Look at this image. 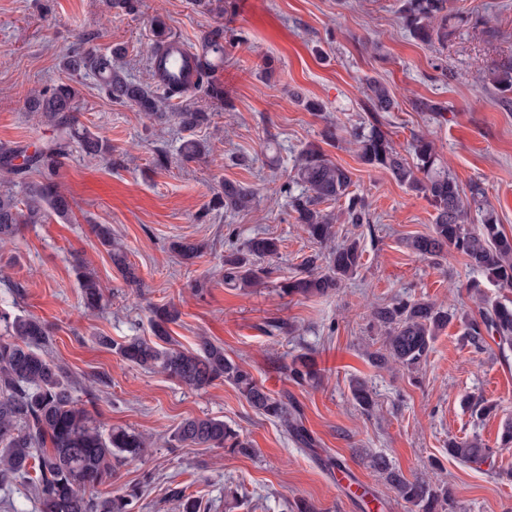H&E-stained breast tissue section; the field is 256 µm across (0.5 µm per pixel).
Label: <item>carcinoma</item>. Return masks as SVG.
<instances>
[{"instance_id": "1", "label": "carcinoma", "mask_w": 512, "mask_h": 512, "mask_svg": "<svg viewBox=\"0 0 512 512\" xmlns=\"http://www.w3.org/2000/svg\"><path fill=\"white\" fill-rule=\"evenodd\" d=\"M197 6L222 19L232 12L233 0H195ZM403 25L417 41L445 48L453 35L455 17L448 14V0H402ZM152 52L167 53L173 38L164 19L152 23ZM227 30L219 22L203 36L204 56L196 59L197 78L187 88L176 91L162 84L151 73L153 85L134 81L123 68L112 65V58L125 54L115 45L110 50L92 49L82 54L65 55L61 63L71 75L93 77L112 102L129 106L148 117H161L172 110L178 126L191 136L180 147L181 158L198 160L209 154L201 140L192 136L210 122V114L186 100L202 91L209 98L224 101V91L209 72L207 56H224ZM491 86L500 93L512 92V63L504 62L488 74ZM367 111L371 121L352 129L350 137L361 163L382 170L402 187L424 197L435 211L431 233L412 238V252L423 260L438 263L448 254L463 256L469 268L498 288H512V236L501 229L498 217L486 205L482 189L474 185L464 192L441 160L435 143L426 134L413 136L405 157L381 121L382 113L397 108L390 88L370 77L365 80ZM80 90L72 82H60L46 91L29 94L24 101L32 118L49 125L53 139L27 153L19 145H0V170L18 178L36 168L41 180L19 181L20 191H0V252L14 244L25 224H45L51 217L67 220L73 213V201L62 193L55 181L60 158L75 143L85 156L103 158L112 151L108 139L99 132L78 126L76 112ZM417 112L436 116L447 107L423 97L412 100ZM352 172L330 160L322 147L310 143L299 154L289 183V206L295 223L302 225L307 237L321 251L303 260L300 273L279 285L284 295L305 298L335 293L342 283L357 275L362 266L359 240L344 239L328 247L336 237L334 224H369L371 214L365 198L353 191ZM344 200V208L335 215L321 209L328 202ZM255 200L252 187L224 180L210 206L226 212L249 209ZM482 212V223L467 224L468 210ZM98 243L105 248L112 264L130 285L141 286L136 268L128 261L125 248L112 239L106 224L93 225ZM171 250L183 263L199 258L203 245L178 240ZM280 240L266 233L256 234L224 253V287L243 292L255 288L268 277L261 266L264 260L278 256ZM75 270L84 308L95 311L105 301L104 289L88 263L76 259ZM472 288L481 303L479 318L466 322L464 335L477 351L493 340L503 360L512 355V300L487 299L481 283ZM458 310L444 308L429 300L396 297L371 310L374 326L385 334L383 349L369 354L379 368L399 365L418 369L428 362L436 336L455 318ZM179 310L172 304L150 307V326L155 340L132 337L122 343L108 336L98 343L132 366L161 373L195 392H205L219 382L233 385L248 404L264 417L277 421L303 448L313 446L302 423V411L286 393L273 394L259 384L246 366L224 353V346L207 336L199 337L197 348L183 350L173 343L170 325L177 323ZM270 336L289 335L293 325L281 318L266 321ZM52 344L48 323L27 313L16 303L0 308V487L27 481L38 512H140L141 492L134 485L125 490L92 497L86 494L112 482L119 466L139 461L154 447L152 437L122 425L109 427L89 410L96 396L85 389L86 399L75 396L79 382L62 365L47 356ZM288 379L299 386L319 382L321 372L312 357L299 353L281 366ZM352 399L365 412L374 408L375 399L367 384L351 386ZM172 447L197 446L222 450L233 455L255 453L251 441L224 420L215 417H189L182 420L168 438ZM495 450L478 439L448 441V455L465 465H480L490 460ZM373 467L381 473L398 497L417 508V512H449L453 494L445 484L421 477L408 478L384 456H376ZM176 512H205L202 499L184 488L170 491Z\"/></svg>"}]
</instances>
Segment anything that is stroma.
Segmentation results:
<instances>
[{
  "label": "stroma",
  "instance_id": "stroma-1",
  "mask_svg": "<svg viewBox=\"0 0 512 512\" xmlns=\"http://www.w3.org/2000/svg\"><path fill=\"white\" fill-rule=\"evenodd\" d=\"M235 2V13L222 20L234 33L224 54V99L196 96L211 114L197 133L211 149L209 158L182 161L177 124L148 121L113 104L93 78L77 79L79 121L106 136L112 151L91 159L71 148L56 178L74 201L70 221L25 226L4 252L13 261L9 277L26 288L24 310L53 328L50 358L94 390L102 422L163 437L183 419L207 415L241 429L255 448L245 457L213 448L157 447L144 460L120 467L113 489L140 486L142 512H174L168 491L176 485L201 496L206 512H285L288 498L307 499L317 512H415L371 467V455L381 454L406 477L433 474L448 482L453 512H512V448L497 449L490 463L478 467L447 453L452 439L476 438L495 447L504 422L512 420V361L504 362L495 344L478 352L466 341L464 322L477 316L479 305L469 292L473 275L464 258L449 255L439 267L408 248L409 238L433 230L428 202L388 173L363 165L345 141L348 130L369 116L365 79L383 80L399 103L384 119L393 139L405 145L413 134H428L462 187L483 188L503 232L512 236V94L485 81L491 68L512 60V0H448L462 23L444 49L405 30L400 0ZM158 14L191 47L220 21L192 0H140L130 13L110 10L106 0H0V144L32 150L52 138L50 127L28 117L24 100L65 79V53L121 44L125 71L149 81L151 24ZM268 58L274 61L269 74ZM440 63L456 72V80L437 78ZM301 95L320 101L323 116L307 112L297 101ZM415 97L441 102L443 117L431 120L412 110ZM329 121L340 140L325 152L352 171L354 191L369 204L371 223L335 226L338 237L359 239L363 266L334 295L289 297L278 285L298 273L315 245L295 223L281 187L299 151L320 142ZM159 147L171 156L168 168L153 164ZM225 179L256 189L251 209H209ZM95 224L110 225L142 288L127 286L92 233ZM261 232L280 241L264 285L246 293L225 287L219 269L229 238L242 242ZM184 238L204 246L190 265L169 250ZM77 253L104 287L98 311L81 302ZM198 281L208 286L200 296L192 291ZM397 296L452 304L460 314L436 337L419 372L378 369L368 358L384 340L371 325V308ZM168 302L181 312L174 339L192 349L198 337H210L268 390L293 396L313 447H300L231 384L197 393L97 344L100 335L117 342L151 338L149 308ZM271 317L288 320L293 334L266 335L262 325ZM300 352L314 358L320 385L288 380L282 365ZM354 378L373 390L372 413L353 401ZM476 400L494 404V412L476 417L470 408ZM336 461L354 473L357 486L376 495V503L361 508L358 497L337 484L331 469Z\"/></svg>",
  "mask_w": 512,
  "mask_h": 512
}]
</instances>
